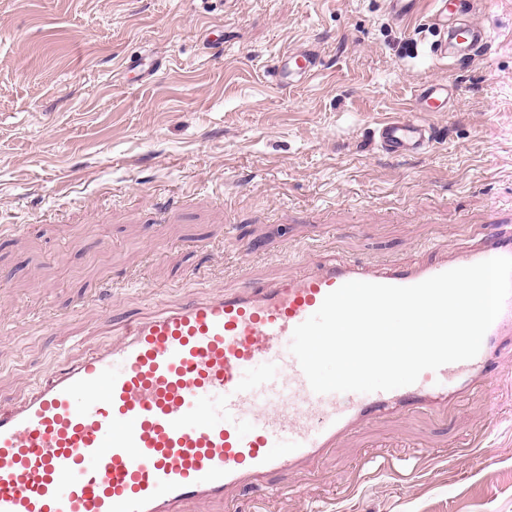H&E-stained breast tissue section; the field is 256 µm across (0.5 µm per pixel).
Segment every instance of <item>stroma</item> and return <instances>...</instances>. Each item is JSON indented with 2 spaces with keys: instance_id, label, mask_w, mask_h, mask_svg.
<instances>
[{
  "instance_id": "stroma-1",
  "label": "stroma",
  "mask_w": 512,
  "mask_h": 512,
  "mask_svg": "<svg viewBox=\"0 0 512 512\" xmlns=\"http://www.w3.org/2000/svg\"><path fill=\"white\" fill-rule=\"evenodd\" d=\"M482 59L440 60L425 0H0V405L162 304L336 252L410 262L512 226V0ZM318 77L285 91L287 47ZM434 148L378 122L436 80ZM485 399L376 422L269 512H512V361ZM321 59L316 51L288 50L284 52L273 67L271 77L283 90L291 87L294 78L308 81L320 70Z\"/></svg>"
}]
</instances>
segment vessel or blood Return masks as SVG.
I'll use <instances>...</instances> for the list:
<instances>
[{
  "mask_svg": "<svg viewBox=\"0 0 512 512\" xmlns=\"http://www.w3.org/2000/svg\"><path fill=\"white\" fill-rule=\"evenodd\" d=\"M449 45L487 54L485 22L459 21L464 0H430ZM321 59L284 52L271 76L281 89L307 81ZM449 85L420 90L411 113L380 123L386 154L430 152L427 115L446 111ZM493 257L512 258V231L448 244L429 260L369 264L341 257L267 282L245 281L166 306L113 329L112 341L39 377L20 402L0 406V512H209L237 507L241 491L276 472L303 473L370 423L412 413L440 417L498 385L512 351V297L478 355L424 371L409 386L315 393L289 345L294 328L350 281L397 286Z\"/></svg>",
  "mask_w": 512,
  "mask_h": 512,
  "instance_id": "obj_1",
  "label": "vessel or blood"
}]
</instances>
